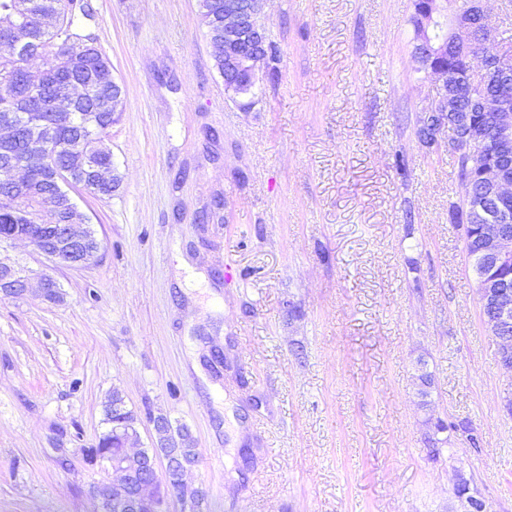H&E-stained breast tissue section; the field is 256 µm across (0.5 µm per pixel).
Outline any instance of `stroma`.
<instances>
[{"instance_id":"35a3bbf8","label":"stroma","mask_w":512,"mask_h":512,"mask_svg":"<svg viewBox=\"0 0 512 512\" xmlns=\"http://www.w3.org/2000/svg\"><path fill=\"white\" fill-rule=\"evenodd\" d=\"M92 6L121 183L75 197L96 263L0 245L62 292L0 298V512H94L83 450L116 390L133 449L157 415L190 430L208 512H458L459 468L512 512V376L448 217L456 158L417 138L436 78L413 0H267L277 75L234 99L198 0ZM430 415L478 448L452 433L432 460Z\"/></svg>"}]
</instances>
